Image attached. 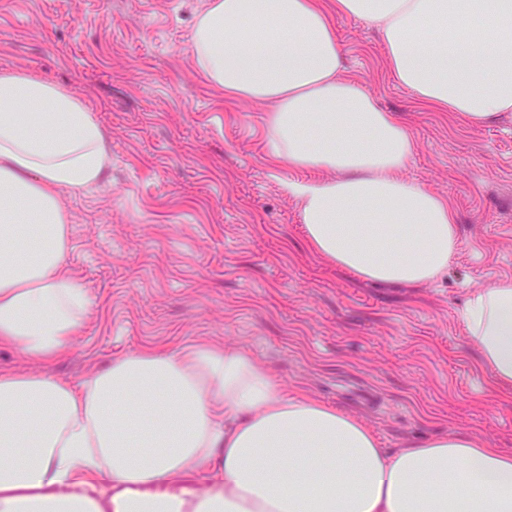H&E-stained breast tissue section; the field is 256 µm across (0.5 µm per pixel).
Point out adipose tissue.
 I'll return each mask as SVG.
<instances>
[{"label":"adipose tissue","mask_w":512,"mask_h":512,"mask_svg":"<svg viewBox=\"0 0 512 512\" xmlns=\"http://www.w3.org/2000/svg\"><path fill=\"white\" fill-rule=\"evenodd\" d=\"M379 32L423 106L478 126L512 112V0H208L190 50L225 97L266 105L312 250L374 284L423 285L457 251L444 197L402 175L411 128L344 74L336 23ZM103 128L65 88L0 71V512H512V453L436 435L392 452L362 422L283 391L248 352L123 355L73 386L51 364L89 311L65 271L62 191L104 181ZM480 364L512 391V278L474 292Z\"/></svg>","instance_id":"adipose-tissue-1"}]
</instances>
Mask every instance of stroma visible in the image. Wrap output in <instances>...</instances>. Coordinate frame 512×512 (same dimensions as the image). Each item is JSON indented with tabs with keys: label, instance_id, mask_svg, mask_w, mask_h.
<instances>
[{
	"label": "stroma",
	"instance_id": "35a3bbf8",
	"mask_svg": "<svg viewBox=\"0 0 512 512\" xmlns=\"http://www.w3.org/2000/svg\"><path fill=\"white\" fill-rule=\"evenodd\" d=\"M207 0H0V71L60 85L101 123L108 184L62 192L68 271L92 305L54 369L79 385L145 347L249 351L286 391L369 426L393 451L449 431L512 453V394L491 393L463 320L512 277V115L474 127L418 104L363 22L337 24L349 74L412 128L405 178L448 197L458 249L418 287L365 282L305 241L267 107L225 98L190 36Z\"/></svg>",
	"mask_w": 512,
	"mask_h": 512
}]
</instances>
